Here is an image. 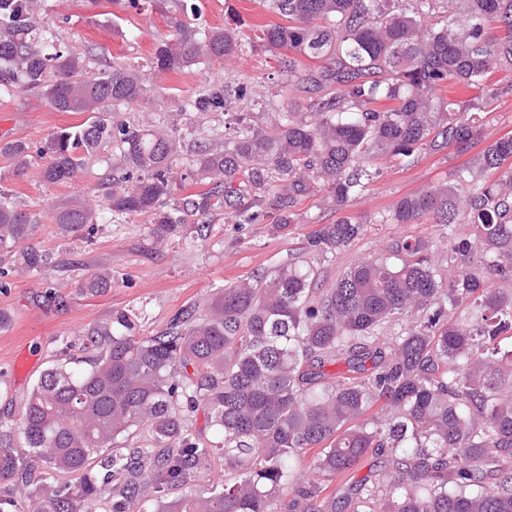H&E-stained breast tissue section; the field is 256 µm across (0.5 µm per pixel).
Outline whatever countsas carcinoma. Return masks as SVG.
<instances>
[{
  "label": "carcinoma",
  "mask_w": 512,
  "mask_h": 512,
  "mask_svg": "<svg viewBox=\"0 0 512 512\" xmlns=\"http://www.w3.org/2000/svg\"><path fill=\"white\" fill-rule=\"evenodd\" d=\"M183 18L142 68L123 63L87 71V56L62 48L38 0H0V93L41 95L59 112H86L39 150L40 179L75 176L103 144L124 186L94 202L76 200L53 215L60 235L147 214L159 241L191 217L224 210L232 224L284 233L300 223L299 203L321 194L337 207L377 177L372 160L410 158L476 145L478 98L438 94L449 82L483 86L512 67V0H267L282 22L245 39L237 20L203 31L195 0H177ZM500 32H493V28ZM262 46L288 51L278 96L288 100L266 130L244 112L230 115L221 147L188 144L169 125H135L119 106L144 98L155 71L181 72ZM311 64L296 68L297 57ZM318 94L303 105L294 88ZM245 83L204 90L183 112H228L251 101ZM13 174L31 165L29 147L0 144ZM512 161V135L475 159L483 170ZM180 179L206 186L169 206ZM442 227L445 244L409 235L388 255L355 260L329 288L318 265L365 233L344 216L321 224L298 253L234 286L200 314H177L160 336H133L134 312L90 332L101 351L91 369L57 365L43 373L12 425L0 433V485L24 482L25 453L45 470L29 492L30 512H133L152 489V512H512V167L462 195L452 185L406 195L381 224ZM36 215L0 193V249L20 248L21 268L47 271L53 256L31 243ZM469 224L470 235L455 225ZM112 287V271L89 275L81 290ZM459 310L462 319L449 313ZM401 333L387 342L391 323ZM193 371H188V368ZM203 404L220 438L200 445L184 416ZM140 427L152 448H126ZM114 447L93 458L98 449ZM370 478L334 490L369 453ZM224 462V487L169 498L201 467ZM313 480H294L292 462ZM78 474L75 484L56 475Z\"/></svg>",
  "instance_id": "obj_1"
}]
</instances>
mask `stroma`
I'll return each mask as SVG.
<instances>
[{"label":"stroma","instance_id":"obj_1","mask_svg":"<svg viewBox=\"0 0 512 512\" xmlns=\"http://www.w3.org/2000/svg\"><path fill=\"white\" fill-rule=\"evenodd\" d=\"M198 4L199 24L205 28L223 26L233 15L250 35L257 26L277 20L265 0H198ZM45 8L47 20L69 51L96 50V59L88 65L93 73L108 62L145 64L157 44L169 37L170 21L178 15L174 0H151L141 11L120 6L118 0H45ZM277 66L276 57L259 47L228 61L212 60L177 73L157 72L151 93L137 103L122 106L121 113L136 124L166 120L180 111L194 92L245 79L254 93L251 119L271 125L285 106L284 100L269 92ZM487 82L501 88L503 94L486 103L478 142L482 148L512 135V70H494ZM86 118L83 112L56 111L47 99L19 90L0 96V139L21 141L33 150ZM466 161V156L451 147L422 154L408 165L383 156L376 161L378 179L345 211L305 200L300 209L307 212L308 222L293 225L281 235L273 234L267 224L226 223L219 211L208 217L206 237H198L189 229L184 236L160 244L145 215L100 225L90 240L79 232L61 237L53 224L51 215L61 205L102 196L103 181L112 171L110 146H103L72 179L59 184L41 181L35 166L24 175H11V159L0 154V191L9 192L16 203L37 214L36 241L58 261L56 268L44 273L24 272L17 254L0 250V271L7 272L9 282L8 287L0 288V311L9 316L7 325L0 327V424L19 419L32 388L49 368L64 364L74 371L88 370L91 359L100 352L89 333L111 326L114 312H135L136 336L160 335L181 310L219 298L225 287L252 278L298 251L316 224L335 222L344 213L369 222L360 241L325 264V277L330 282L355 259L381 254L399 236L439 237V225L427 220L381 224L377 218L391 211L405 195L437 184H455L456 173ZM103 269L112 272L108 292L90 295L79 291L81 279Z\"/></svg>","mask_w":512,"mask_h":512}]
</instances>
